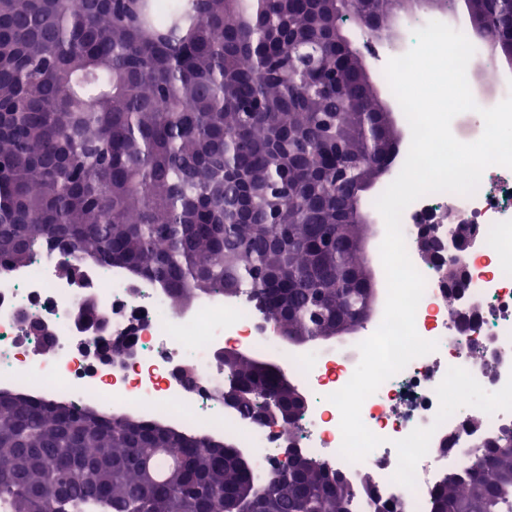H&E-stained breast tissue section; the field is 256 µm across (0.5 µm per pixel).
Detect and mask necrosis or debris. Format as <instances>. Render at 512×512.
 <instances>
[{"label": "necrosis or debris", "instance_id": "1", "mask_svg": "<svg viewBox=\"0 0 512 512\" xmlns=\"http://www.w3.org/2000/svg\"><path fill=\"white\" fill-rule=\"evenodd\" d=\"M401 224H470L476 245L455 253L468 272L457 301H449L444 270L417 263L426 280L415 326L436 351L411 360L362 405L366 427L383 442L363 460L340 453V412L327 396L343 388L360 360L348 351H284L272 324L255 301L225 302L213 295L174 309L165 290L126 270L88 260L78 251L43 249L28 264L0 272V392L39 401L92 408L107 416L137 413L165 421L182 434L226 440L253 457L259 473L269 469L286 439L339 470L348 480L356 512H369V491L402 500L406 512H432L439 483L482 454L485 441L512 427V412L492 414L466 406L443 424L436 388L450 367L467 369L483 388L499 390L512 377V168L485 169L474 195L423 196L403 212ZM79 268L73 282L62 263ZM93 298L111 325V340H133L137 356L128 363H104L98 349L77 328V312ZM50 326L51 342L30 335L26 316ZM242 344L273 358L300 384L307 402L293 431L267 426L226 410L216 396L225 344ZM434 427L427 455L416 468V487L396 484V440L415 428Z\"/></svg>", "mask_w": 512, "mask_h": 512}]
</instances>
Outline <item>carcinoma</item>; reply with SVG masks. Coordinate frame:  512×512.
<instances>
[{
  "label": "carcinoma",
  "instance_id": "1",
  "mask_svg": "<svg viewBox=\"0 0 512 512\" xmlns=\"http://www.w3.org/2000/svg\"><path fill=\"white\" fill-rule=\"evenodd\" d=\"M415 2L0 0V268L50 244L176 307L229 284L301 336L355 317L375 199L353 187L396 135L336 16L373 37ZM509 29L489 45L509 50ZM224 371L255 422L294 405L279 367ZM210 443L0 392V512H353L347 481L307 454L259 477ZM158 448L182 467L150 484L139 460ZM370 509L405 512L376 494ZM432 512H512L511 427L445 477Z\"/></svg>",
  "mask_w": 512,
  "mask_h": 512
}]
</instances>
